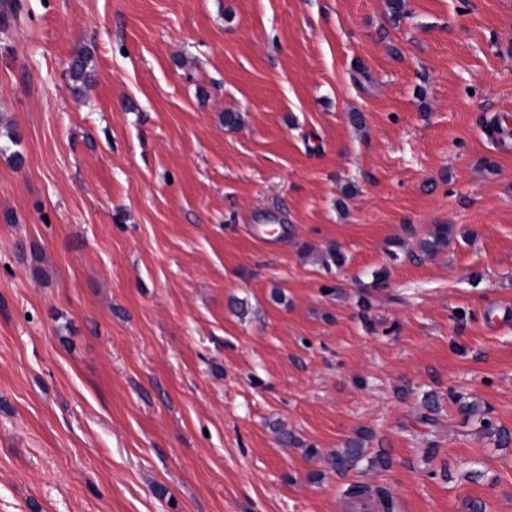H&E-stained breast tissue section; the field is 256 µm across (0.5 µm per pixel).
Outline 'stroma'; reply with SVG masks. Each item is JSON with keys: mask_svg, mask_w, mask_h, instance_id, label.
<instances>
[{"mask_svg": "<svg viewBox=\"0 0 512 512\" xmlns=\"http://www.w3.org/2000/svg\"><path fill=\"white\" fill-rule=\"evenodd\" d=\"M18 4L0 512H512V0ZM91 53L88 50L77 53L70 66V77L81 87H89L94 79V74L90 68Z\"/></svg>", "mask_w": 512, "mask_h": 512, "instance_id": "obj_1", "label": "stroma"}]
</instances>
